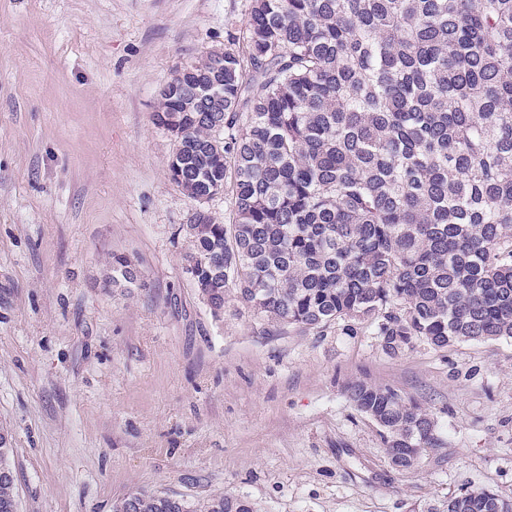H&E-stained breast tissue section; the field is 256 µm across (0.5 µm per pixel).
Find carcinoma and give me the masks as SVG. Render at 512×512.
I'll return each mask as SVG.
<instances>
[{"label":"carcinoma","mask_w":512,"mask_h":512,"mask_svg":"<svg viewBox=\"0 0 512 512\" xmlns=\"http://www.w3.org/2000/svg\"><path fill=\"white\" fill-rule=\"evenodd\" d=\"M156 125L172 182L230 217L182 225L183 272L217 321L246 310L305 332L376 325L395 355L512 339V0H249L236 49L174 71ZM117 288L138 283L112 255ZM391 462L440 448L435 418L356 383ZM0 427V512H17ZM112 512H259L242 498L131 492ZM446 512H512L485 488Z\"/></svg>","instance_id":"carcinoma-1"}]
</instances>
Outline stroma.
Instances as JSON below:
<instances>
[{"label":"stroma","mask_w":512,"mask_h":512,"mask_svg":"<svg viewBox=\"0 0 512 512\" xmlns=\"http://www.w3.org/2000/svg\"><path fill=\"white\" fill-rule=\"evenodd\" d=\"M248 0H0V423L18 512H112L134 490L262 512H434L512 499V340L387 355L374 324L215 322L183 271L194 200L157 126L173 72L241 36ZM139 286L104 282L112 255ZM390 388L443 447L405 471L348 398ZM511 502L485 488H466L448 498L446 512H511Z\"/></svg>","instance_id":"stroma-1"}]
</instances>
